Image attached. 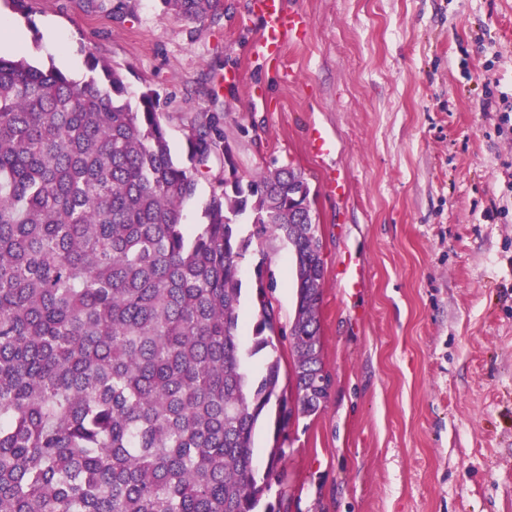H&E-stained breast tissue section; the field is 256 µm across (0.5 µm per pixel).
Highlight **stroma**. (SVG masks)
I'll return each mask as SVG.
<instances>
[{
    "label": "stroma",
    "mask_w": 512,
    "mask_h": 512,
    "mask_svg": "<svg viewBox=\"0 0 512 512\" xmlns=\"http://www.w3.org/2000/svg\"><path fill=\"white\" fill-rule=\"evenodd\" d=\"M286 5L310 27L276 66L253 52L248 0L214 22L158 0H31L16 20L30 62L80 80L92 53L130 98L159 93L176 160L220 112L241 176L289 166L309 182L332 387L284 443L288 512H512V0ZM313 124L331 155L310 151ZM333 170L345 198L327 191ZM264 257L286 353L296 291L278 241L240 261V320L256 322Z\"/></svg>",
    "instance_id": "1"
}]
</instances>
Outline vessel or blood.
Returning <instances> with one entry per match:
<instances>
[{
	"label": "vessel or blood",
	"instance_id": "vessel-or-blood-1",
	"mask_svg": "<svg viewBox=\"0 0 512 512\" xmlns=\"http://www.w3.org/2000/svg\"><path fill=\"white\" fill-rule=\"evenodd\" d=\"M251 14L259 17L263 28L255 52L270 61L279 60L286 44L300 43L310 26L308 15L285 8L284 0H249Z\"/></svg>",
	"mask_w": 512,
	"mask_h": 512
}]
</instances>
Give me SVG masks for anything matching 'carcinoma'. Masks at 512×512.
Returning a JSON list of instances; mask_svg holds the SVG:
<instances>
[{
    "label": "carcinoma",
    "instance_id": "carcinoma-1",
    "mask_svg": "<svg viewBox=\"0 0 512 512\" xmlns=\"http://www.w3.org/2000/svg\"><path fill=\"white\" fill-rule=\"evenodd\" d=\"M159 2L190 22L223 7ZM86 65L76 80L0 57V512H288L283 444L332 386L322 242L288 218V197L309 202L311 187L286 167L244 181L226 153L204 222L184 223L199 168L228 144L224 115L193 129L179 163L158 94L133 102L121 69L91 52ZM270 239L288 245L297 295L286 389L263 261L259 376L241 349L239 262Z\"/></svg>",
    "mask_w": 512,
    "mask_h": 512
}]
</instances>
